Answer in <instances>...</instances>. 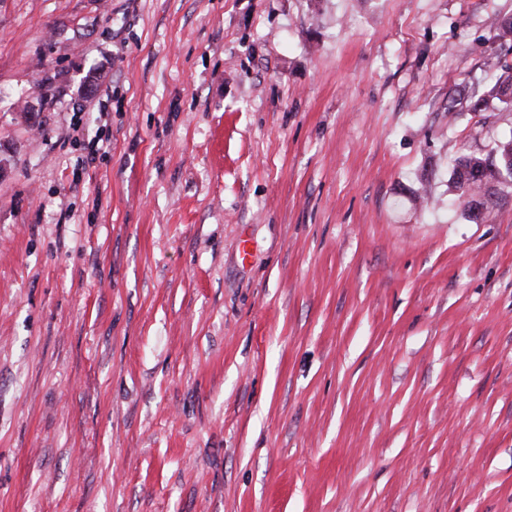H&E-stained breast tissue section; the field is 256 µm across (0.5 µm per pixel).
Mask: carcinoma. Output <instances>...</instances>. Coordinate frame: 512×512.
I'll list each match as a JSON object with an SVG mask.
<instances>
[{"instance_id": "carcinoma-1", "label": "carcinoma", "mask_w": 512, "mask_h": 512, "mask_svg": "<svg viewBox=\"0 0 512 512\" xmlns=\"http://www.w3.org/2000/svg\"><path fill=\"white\" fill-rule=\"evenodd\" d=\"M491 28L499 46L512 51V18L496 17ZM484 71L493 75V81L483 89H474L461 99L451 97L448 112H485L495 102L512 109V64L500 54L488 56ZM512 185V136L496 143L485 156L461 155L454 166L453 187L458 198L470 202L474 197L491 198L499 184Z\"/></svg>"}]
</instances>
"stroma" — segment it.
Instances as JSON below:
<instances>
[{
  "label": "stroma",
  "mask_w": 512,
  "mask_h": 512,
  "mask_svg": "<svg viewBox=\"0 0 512 512\" xmlns=\"http://www.w3.org/2000/svg\"><path fill=\"white\" fill-rule=\"evenodd\" d=\"M495 11L0 0V512H512ZM484 71L493 75L491 84L480 90L479 85L466 99L451 97L448 102V114L452 112H485L494 102L512 109V64L495 53L484 62ZM512 136L496 143L485 156L461 155L454 166L453 187L462 202L474 197L490 199L499 184L512 186Z\"/></svg>",
  "instance_id": "stroma-1"
}]
</instances>
